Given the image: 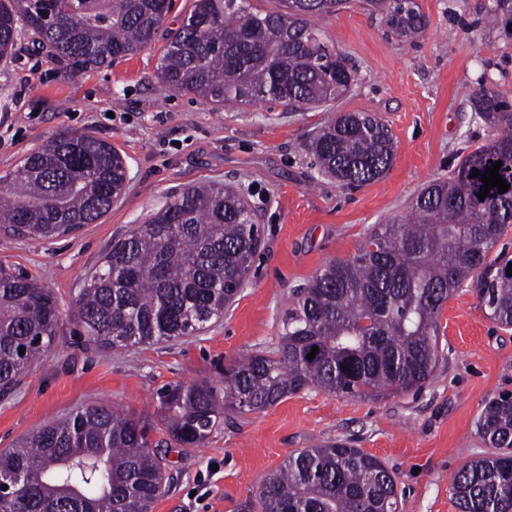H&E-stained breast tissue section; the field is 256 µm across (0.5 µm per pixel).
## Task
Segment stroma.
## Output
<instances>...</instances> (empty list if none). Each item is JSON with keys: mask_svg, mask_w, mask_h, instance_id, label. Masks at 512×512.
<instances>
[{"mask_svg": "<svg viewBox=\"0 0 512 512\" xmlns=\"http://www.w3.org/2000/svg\"><path fill=\"white\" fill-rule=\"evenodd\" d=\"M418 3L428 26L411 42L356 4L318 19L355 80L332 105L305 112L268 102L218 108L172 90L157 77L156 47L75 74L21 35L13 56L0 60V176L67 129L110 141L130 182L102 218L73 233L0 235V263L52 288L63 312L55 352L0 396V450L101 402L155 425L150 438L170 485L153 512H243L290 452L333 442L395 473L399 512H457L449 479L487 453L479 416L490 398L512 391V328L489 319L469 288L442 310L439 361L421 388L377 399L309 388L264 410L228 409L199 448L169 438L156 398L168 383L217 381L231 361L276 342L295 288L355 255L373 225L404 218L425 183L494 136L470 107L482 80L512 94V38L483 23L491 0ZM336 112H371L389 124L396 153L382 179L344 187L315 167L304 145ZM207 181L238 186L261 226L249 281L223 319L167 342L87 343L69 319L82 279L171 192Z\"/></svg>", "mask_w": 512, "mask_h": 512, "instance_id": "obj_1", "label": "stroma"}]
</instances>
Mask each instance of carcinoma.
Wrapping results in <instances>:
<instances>
[{
	"label": "carcinoma",
	"mask_w": 512,
	"mask_h": 512,
	"mask_svg": "<svg viewBox=\"0 0 512 512\" xmlns=\"http://www.w3.org/2000/svg\"><path fill=\"white\" fill-rule=\"evenodd\" d=\"M280 2L283 10L264 12L248 0H195L173 29L164 27L169 0H0V60L22 31L74 72L108 66L161 37V82L217 107L275 101L297 111L339 100L353 67L311 19L337 13L348 0ZM363 3L401 38L427 25L416 0ZM485 21L511 37L512 0H492ZM472 107L486 125L508 132L423 186L408 215L375 225L354 256L326 264L294 290L270 349L229 364L217 384L169 383L157 391L173 441L200 447L224 420V407L263 410L310 386L353 397L423 386L438 362L442 309L466 283L475 284L490 319L512 328V257L503 248L488 258L512 226V97L480 82ZM307 150L324 175L360 187L389 171L395 143L378 115L339 112ZM498 161L509 190L492 187L481 201L480 175ZM126 187L125 162L111 143L62 130L0 176V231L32 239L73 232L105 215ZM260 243L254 211L233 184L174 193L84 278L73 311L80 334L113 349L204 331L240 292ZM60 318L50 288L0 265L1 395L48 356ZM149 432L106 405L32 430L0 451V479L13 472L28 484L4 493L6 512H152L169 477ZM479 432L491 452L451 477L452 499L459 512H512V396L486 403ZM251 508L398 512V490L378 458L336 442L289 454L261 480Z\"/></svg>",
	"instance_id": "cac0c4a2"
}]
</instances>
